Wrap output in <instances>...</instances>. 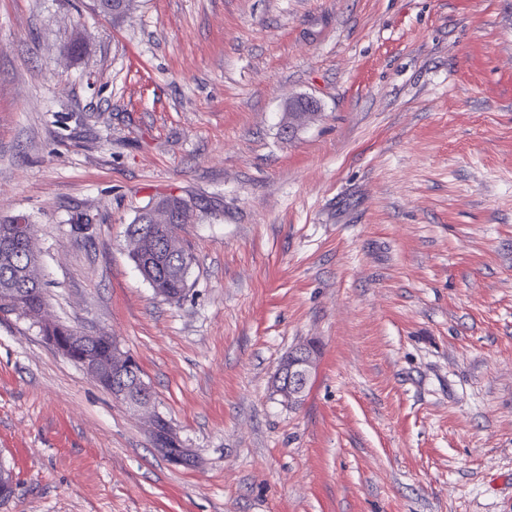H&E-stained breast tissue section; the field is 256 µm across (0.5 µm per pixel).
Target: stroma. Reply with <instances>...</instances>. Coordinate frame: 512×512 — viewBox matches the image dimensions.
Masks as SVG:
<instances>
[{
	"label": "stroma",
	"instance_id": "1",
	"mask_svg": "<svg viewBox=\"0 0 512 512\" xmlns=\"http://www.w3.org/2000/svg\"><path fill=\"white\" fill-rule=\"evenodd\" d=\"M166 193L176 301L126 237ZM11 219L197 464L0 315V512H512V0H0ZM313 368L314 353L310 347H300L292 351L287 361L277 370L276 393L288 404H296L308 385Z\"/></svg>",
	"mask_w": 512,
	"mask_h": 512
}]
</instances>
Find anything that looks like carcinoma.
<instances>
[{
	"mask_svg": "<svg viewBox=\"0 0 512 512\" xmlns=\"http://www.w3.org/2000/svg\"><path fill=\"white\" fill-rule=\"evenodd\" d=\"M34 228L31 224H0V237L11 238V256L0 258V311L9 313L16 308H32L45 300L42 280L32 276L33 268L40 264L39 257L31 249L30 239ZM182 254H173L163 244L157 245L154 254L148 258H133L135 266L150 284L154 292L168 300L180 299L188 290V280L182 272ZM116 342L107 333L88 339L81 353L90 355L104 365L112 364V350ZM142 377V371L135 360L126 359L121 370L102 382L107 390L128 387L135 379ZM168 424L158 419L155 436L166 456L178 453L185 461L190 454L183 448H176L167 442Z\"/></svg>",
	"mask_w": 512,
	"mask_h": 512,
	"instance_id": "1",
	"label": "carcinoma"
}]
</instances>
